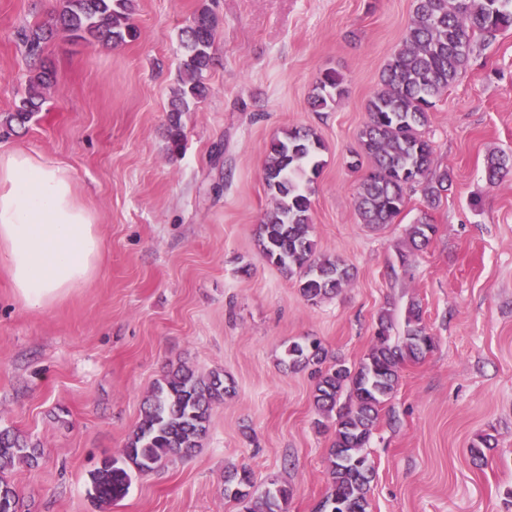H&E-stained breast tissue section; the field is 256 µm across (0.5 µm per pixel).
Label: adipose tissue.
I'll use <instances>...</instances> for the list:
<instances>
[{
	"label": "adipose tissue",
	"instance_id": "obj_1",
	"mask_svg": "<svg viewBox=\"0 0 512 512\" xmlns=\"http://www.w3.org/2000/svg\"><path fill=\"white\" fill-rule=\"evenodd\" d=\"M102 241L70 169L22 150L0 152V265L16 297L40 309L89 283Z\"/></svg>",
	"mask_w": 512,
	"mask_h": 512
}]
</instances>
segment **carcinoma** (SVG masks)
<instances>
[{
  "label": "carcinoma",
  "mask_w": 512,
  "mask_h": 512,
  "mask_svg": "<svg viewBox=\"0 0 512 512\" xmlns=\"http://www.w3.org/2000/svg\"><path fill=\"white\" fill-rule=\"evenodd\" d=\"M61 2L51 23L21 31L31 69L24 96L0 121L7 132L24 126L43 108L45 90L54 79L43 55L53 38L67 34L93 45L136 37L133 0ZM217 26L216 15L203 8L182 30L186 56L169 115V140L175 150L184 138L182 114L194 111L207 95L205 77L213 63ZM508 29L512 30V0H414L403 43L384 65L382 88L369 99L367 120L358 133L371 166L355 196L360 223L377 227L394 223L411 191L421 192L430 205L448 191V171L433 172V147L423 135L429 112L465 68L475 39L486 41ZM345 93L344 77L326 71L318 78L310 105L316 112L324 111ZM324 149L315 130L291 129L271 142L263 168L274 205L259 227L261 253L288 276H299L300 293L312 304L338 293L351 280L349 267L338 258L319 255L312 239L311 200L304 182L318 177V156ZM511 162L504 153L491 154L487 180H500ZM434 234L428 216L408 229L416 249L427 245ZM394 328L390 314L381 313L374 344L356 366L338 358L322 368L328 353L314 338L288 345V367L313 368L314 405L333 420L330 487L316 512H369L375 467L364 448L382 404L395 389L400 366L421 360L434 346L417 303L408 309L402 339H393ZM233 390V382L219 372L201 377L183 365L169 370L145 398L122 459L106 458L90 473L93 498L110 506L126 497L135 475L151 472L173 457L192 456L207 433L213 405ZM39 456L40 449L27 437L0 430V512L20 509V498L5 472L17 464L31 466ZM224 496L243 504L244 512H288L292 490L275 483L258 492L252 473L244 469L224 477Z\"/></svg>",
  "instance_id": "obj_1"
}]
</instances>
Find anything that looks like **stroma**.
I'll return each instance as SVG.
<instances>
[{
    "mask_svg": "<svg viewBox=\"0 0 512 512\" xmlns=\"http://www.w3.org/2000/svg\"><path fill=\"white\" fill-rule=\"evenodd\" d=\"M219 20L209 93L184 113L170 152L168 116L184 56L180 31L201 8ZM413 0H135V39L103 52L62 35L56 73L25 130L0 135L69 167L103 241L91 283L32 309L0 266V429L38 445L37 465L8 478L22 512H100L90 473L121 458L154 384L171 368L222 372L235 390L214 405L201 448L136 476L108 512H240L224 477L249 469L257 489L292 487L289 512H315L328 489L332 428H317L315 380L285 363L289 341L319 338L356 365L377 318L403 328L424 310L434 348L400 370L367 451L376 477L369 512H512V172L485 177L487 157L512 155V30L477 42L430 111L425 135L451 186L428 207L409 193L395 223L358 221L352 167L366 104L404 39ZM47 0H0V115L25 90L22 29L46 21ZM344 97L316 112L326 70ZM295 127L325 144L312 185L317 252L350 265L351 281L312 305L297 278L266 262L257 231L272 200L270 142ZM437 232L414 250L409 225ZM410 256L401 264L400 253ZM495 443L473 460L477 436Z\"/></svg>",
    "mask_w": 512,
    "mask_h": 512,
    "instance_id": "1",
    "label": "stroma"
}]
</instances>
